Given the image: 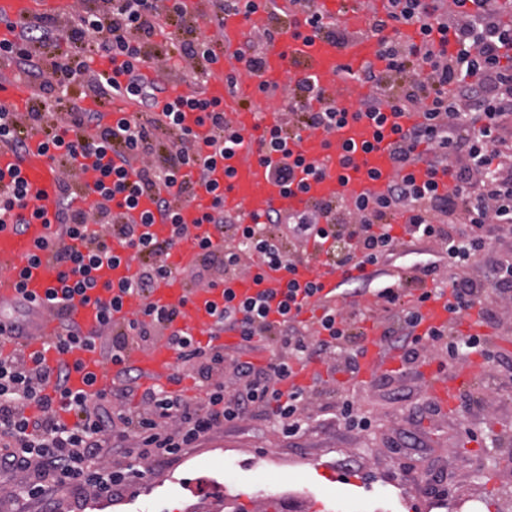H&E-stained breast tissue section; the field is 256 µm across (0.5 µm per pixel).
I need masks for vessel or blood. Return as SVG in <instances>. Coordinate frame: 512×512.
Masks as SVG:
<instances>
[{"instance_id": "vessel-or-blood-1", "label": "vessel or blood", "mask_w": 512, "mask_h": 512, "mask_svg": "<svg viewBox=\"0 0 512 512\" xmlns=\"http://www.w3.org/2000/svg\"><path fill=\"white\" fill-rule=\"evenodd\" d=\"M340 0H316V7L325 19L339 20L342 26L351 31V39L342 46L324 38L312 36L307 14L293 7L285 0L284 10L289 13V25L282 38L281 46L267 51L264 59L266 80L279 79L287 67H295L302 73L317 78L322 89L334 97L340 108L349 112L357 111L360 101L355 98L351 88L338 80L342 69H358L361 65L374 61L378 50V40L372 36L365 15L358 6V0L344 1V9H337ZM66 0H0V25L4 22L26 23L40 16L56 15L65 10ZM267 13L258 10L250 15H236L224 24V35L219 42L223 54L233 53L245 35L246 25H258L264 21ZM245 91L242 98L231 99L224 95V80L220 71H213L207 83L208 97L221 101L227 113L232 114L238 127L259 135L273 126L281 117L280 110L254 112L240 105L241 99L258 96L259 89L252 79H245ZM373 142L371 151H363L364 142ZM352 143L358 145L354 168L345 170L340 164V145ZM39 135H32L29 150L22 157L0 151V170L15 166L21 171L35 197L38 217L32 218L24 232L18 233L12 224L0 226V267L29 268L30 275L24 289H17L14 279H0V298L11 300L18 297L20 291H27L34 308H41L46 288L56 279V267L53 261V246L57 241L58 226L52 221L59 193V174L48 152L40 147ZM290 150L303 155L307 161L325 169L324 178L310 181L308 190L292 193L270 179L264 165L243 158L242 154L224 160V167L231 174L226 182L231 189L224 196L228 206H240L255 213L268 209L281 212L299 211L313 201H332L343 196L349 199H372L382 195L387 188V180L394 172L393 161L385 144L374 143L373 126L367 119L348 120L336 130L332 138L320 133H306L290 143ZM347 174V183H340L339 174ZM188 235L179 243L178 263L185 268L195 264L198 255L197 241L205 236L207 225L201 224V211L198 206L186 207L181 212ZM38 255L37 266H30L31 255ZM299 282L316 281L320 287L318 299L334 305L342 301V283L345 272L334 267L316 270L313 264L297 266L294 274ZM283 282L281 271L266 269L261 282L241 277L229 281L228 286L240 295H255L259 289H274ZM152 301L160 307H179L182 315L181 327L187 328L192 335H207L212 318L209 307L222 304L223 296L218 288H199L186 291L182 282L164 281L156 288ZM423 312L425 323L429 326L446 324L450 318L447 297L433 298L426 302ZM42 334L39 341H27L26 347L43 353L47 365H55L59 358H66L73 371L69 380L71 390L101 391L112 385V374L97 348L77 345L66 354H58L50 348L54 322L50 315H43L40 322ZM132 362L145 377L160 383L168 381L176 365V355L165 341H157L147 351L137 354Z\"/></svg>"}]
</instances>
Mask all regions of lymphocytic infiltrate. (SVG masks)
I'll return each mask as SVG.
<instances>
[{"label": "lymphocytic infiltrate", "mask_w": 512, "mask_h": 512, "mask_svg": "<svg viewBox=\"0 0 512 512\" xmlns=\"http://www.w3.org/2000/svg\"><path fill=\"white\" fill-rule=\"evenodd\" d=\"M266 10L269 26L246 35L224 87L235 93L246 74L258 79L261 93L283 94L292 119L265 130L256 157L283 187L303 188L322 171L292 154L289 139L305 131L332 133L349 114L310 78L293 76L281 86L263 80V51L283 32L274 4ZM509 13L512 0H386L371 24L381 37L379 63L340 74L342 82L369 87L358 114L374 123L377 138L391 140L395 174L386 192L288 215L270 210L260 222L245 210L225 209L226 188L212 177L218 160L244 147L245 136L219 101L206 95L203 75L215 60L214 48L210 38L197 35L199 21L183 12L179 0H80L65 19L10 25L0 57L27 76L35 93L22 113L0 101V148L23 156L32 133H39L60 174L57 284L47 290L44 308L57 319V344L64 347L86 338L70 317V302H94L95 336L111 335L105 359L116 365L112 387L90 399L71 392L65 362L51 367L21 348L0 359V468L21 474L19 496L42 501L65 487L111 495L142 477V462L178 458L218 427L248 419L273 422L288 438L302 436L309 421L304 405L327 382L318 376L311 387L288 393L280 382L296 364L357 374L364 325L376 308L393 319L379 343L399 352L403 367L429 354L443 363L473 354L493 363L488 339L458 327L469 317L495 325L498 303L512 300ZM161 32L167 39L159 44ZM174 54L184 61L182 80L194 93L159 115L155 108L167 86L146 80L140 66ZM117 55L127 59L124 82L101 80L92 62ZM242 60L243 73L237 68ZM76 82L83 91L73 96L69 90ZM115 95L133 101L136 110L108 126L101 108ZM87 97L94 106H83ZM189 112L206 126L205 138L185 125ZM397 112H416L421 119L406 128L389 125V114ZM90 171L96 179L84 183ZM202 190L211 203L201 221L212 231L198 242L196 267L184 272L168 262L176 238L157 237L150 228L159 218L180 225L181 208ZM81 195L91 197L89 208L75 207ZM144 196L154 211L143 213L139 223L126 222L127 211ZM28 205L29 187L19 169H11L8 180L0 179V212H14L15 231L27 224ZM312 237L330 240L327 265L351 271L369 265L373 271L347 277L349 309L324 307L311 329L301 313L318 287L298 284L293 273L308 262L304 244ZM116 243L128 249L138 271L115 286L99 281L96 272L120 264L112 251ZM264 265L287 272L282 288L244 298L226 289L228 279ZM391 267L408 270V277L392 279ZM178 277L195 288L224 287L223 304L211 310L212 331L239 336L235 356L177 328V308L150 303L159 281ZM367 294L374 308L361 306ZM434 294L447 295L451 318L426 329L423 305ZM127 295L141 306L135 317L116 322L113 314ZM161 336L177 354L174 381L191 377L204 399L141 387V374L126 356L134 342ZM260 342L273 347L262 366L249 358ZM135 394L140 404L132 409L126 401ZM108 454L121 457L122 465H104Z\"/></svg>", "instance_id": "f902f5d3"}]
</instances>
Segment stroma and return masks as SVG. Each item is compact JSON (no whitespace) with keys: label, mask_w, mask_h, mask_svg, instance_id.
Segmentation results:
<instances>
[{"label":"stroma","mask_w":512,"mask_h":512,"mask_svg":"<svg viewBox=\"0 0 512 512\" xmlns=\"http://www.w3.org/2000/svg\"><path fill=\"white\" fill-rule=\"evenodd\" d=\"M489 342L501 357V392L468 385L454 409L426 412L421 368L396 378L405 399L374 381L337 374L373 421L366 432L311 422L295 440L249 419L217 430L175 462L99 497L54 493L56 512H512V302L499 304ZM343 488L342 495L331 485Z\"/></svg>","instance_id":"stroma-1"}]
</instances>
